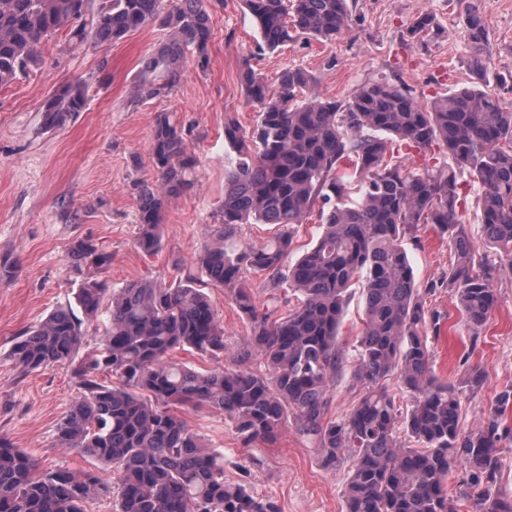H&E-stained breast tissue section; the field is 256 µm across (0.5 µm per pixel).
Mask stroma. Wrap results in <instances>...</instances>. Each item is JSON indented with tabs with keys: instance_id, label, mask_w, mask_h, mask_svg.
Segmentation results:
<instances>
[{
	"instance_id": "stroma-1",
	"label": "stroma",
	"mask_w": 512,
	"mask_h": 512,
	"mask_svg": "<svg viewBox=\"0 0 512 512\" xmlns=\"http://www.w3.org/2000/svg\"><path fill=\"white\" fill-rule=\"evenodd\" d=\"M351 22L332 42L297 38L254 65L275 84L288 68L311 75L320 97L345 101L365 83L404 82L427 102L473 85L465 40L469 14L486 24L491 63L512 73V0H348ZM211 36L209 65L189 66L174 90L147 102L132 89L145 58L168 32L149 25L108 47H73L68 28L56 31L43 49L41 64L28 76L0 88V437L30 454L41 469L110 471L88 455L58 446L56 428L80 395L71 365L26 372L9 357L12 344L59 308L82 315L73 271L74 241H91L110 262L97 275L109 287L133 281L172 283L181 271L197 270L204 243L222 223L224 169L234 156L224 127L252 130L258 108L245 93L240 60L258 39L254 18L242 0H208ZM430 13L428 34L409 33L413 20ZM88 87L87 105L59 127L42 123L43 103L71 81ZM182 129L195 156V188L168 204L158 251L137 246L135 186L153 180V132L160 115ZM478 187L462 188L458 214L478 257L492 276L498 306L480 331L464 321L457 302L443 287L454 255L433 225H418L403 241L428 309L444 324L429 338L436 376L461 389L460 424L479 425L497 394L512 384V261L483 243L476 207ZM207 294L224 327L223 359L173 350L172 361L196 370L235 367L239 345L250 327L222 288ZM484 371L482 388L469 390L471 369ZM203 444L224 453V478L246 480L254 495L276 502L280 512H344L346 468L324 467L312 445L292 425L275 439L244 442L223 411L210 407L181 412Z\"/></svg>"
}]
</instances>
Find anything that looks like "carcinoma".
<instances>
[{
	"instance_id": "1",
	"label": "carcinoma",
	"mask_w": 512,
	"mask_h": 512,
	"mask_svg": "<svg viewBox=\"0 0 512 512\" xmlns=\"http://www.w3.org/2000/svg\"><path fill=\"white\" fill-rule=\"evenodd\" d=\"M257 22L256 54L273 53L297 35L332 41L348 28L347 0H243ZM0 0V87L27 76L42 47L72 25L77 45H110L155 22L169 38L144 60L134 86L139 101L172 90L194 61L208 65L211 16L205 0ZM469 63L478 86L422 104L402 85L375 81L344 103L309 92L311 76L290 68L272 90L242 60L249 99L260 106L250 134L236 126L224 137L236 156L224 172L218 243L200 256L206 279L190 273L169 285L135 281L112 295L101 348L78 358L81 321L59 309L14 343L10 358L25 371L75 365L82 397L57 427L62 448L103 462L116 475L107 485L95 473L68 469L36 473L24 452L0 440V512H85L110 490L115 512H278L247 482L224 481V453L201 450L176 408L222 410L246 442L267 438L290 422L316 446L331 468L349 464L345 512H450L445 481L464 471L465 494L482 512H512L496 497L503 420L512 386L502 390L480 425L460 426L456 388L432 370L428 328L439 333L441 314L425 310L402 246L416 224H435L448 235L455 260L446 286L475 331L497 306L490 272L476 257L458 218L464 177L477 182L486 244L512 255V103L491 88L485 26L469 19ZM86 106L80 82L61 86L43 104V125L53 128ZM447 150L451 163L437 172H413L394 160L401 146ZM156 179L137 185L139 236L146 253L161 245L169 198L192 189L196 159L182 131L157 120L152 144ZM320 210L325 229L288 274H282L292 229ZM240 224H276L266 243L236 251L225 242ZM76 272L101 267L108 257L88 240L71 247ZM264 274L263 298L240 286V274ZM362 284L364 329L353 365L338 339L349 289ZM228 288L250 324L235 369L196 371L166 359L182 347L224 357V329L204 289ZM107 284L82 279L77 302L88 316L100 312ZM257 357L264 369L249 365ZM363 393L344 417L327 418L331 386L346 371ZM115 382L106 385L100 374ZM410 397L401 410L388 381Z\"/></svg>"
}]
</instances>
